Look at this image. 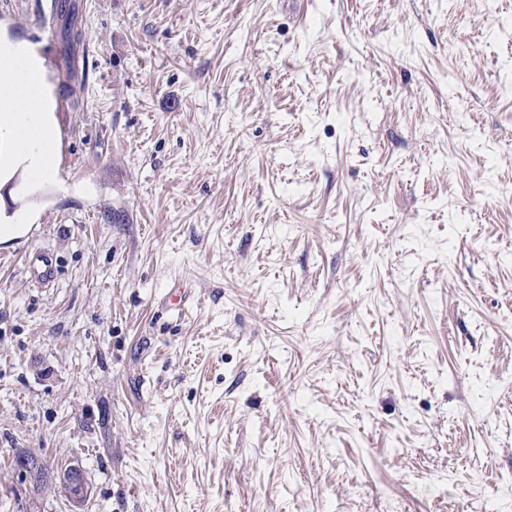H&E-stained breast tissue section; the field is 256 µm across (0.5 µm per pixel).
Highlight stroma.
Segmentation results:
<instances>
[{
  "label": "stroma",
  "instance_id": "stroma-1",
  "mask_svg": "<svg viewBox=\"0 0 512 512\" xmlns=\"http://www.w3.org/2000/svg\"><path fill=\"white\" fill-rule=\"evenodd\" d=\"M63 2L73 175L0 123V512L71 508L21 450L84 512H512V0ZM53 137H55L54 128L32 124L27 127L26 133L14 142L13 149L16 153L38 155L30 173V179L33 183L51 178L52 174H58L62 167V164H58V158L55 154H47L42 157L39 155L40 143ZM56 265L49 254L39 252L30 260V278L33 282L49 285L56 278ZM29 481L45 478L47 481L60 485L67 494L73 509L70 512H82L86 500L91 494V484L86 472L79 465H70L61 473H50L47 466L36 455L23 454L17 457L16 468Z\"/></svg>",
  "mask_w": 512,
  "mask_h": 512
}]
</instances>
